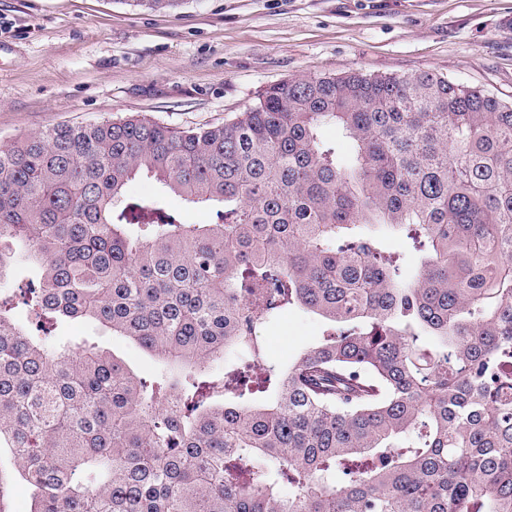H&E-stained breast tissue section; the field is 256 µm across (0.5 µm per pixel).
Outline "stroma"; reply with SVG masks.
<instances>
[{
	"mask_svg": "<svg viewBox=\"0 0 512 512\" xmlns=\"http://www.w3.org/2000/svg\"><path fill=\"white\" fill-rule=\"evenodd\" d=\"M430 71L512 103V0H185L170 12L127 0H0V146L60 123L147 114L172 127L218 125L270 86L301 76ZM129 197L161 199L185 224H212L139 176ZM292 308L257 329L281 365L321 336ZM58 342L89 340L153 379L156 360L84 320Z\"/></svg>",
	"mask_w": 512,
	"mask_h": 512,
	"instance_id": "stroma-1",
	"label": "stroma"
}]
</instances>
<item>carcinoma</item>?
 <instances>
[{"instance_id": "1", "label": "carcinoma", "mask_w": 512, "mask_h": 512, "mask_svg": "<svg viewBox=\"0 0 512 512\" xmlns=\"http://www.w3.org/2000/svg\"><path fill=\"white\" fill-rule=\"evenodd\" d=\"M142 173L219 222L126 197ZM14 241L38 278L24 322L0 287V512L17 475L30 512H512V104L351 73L218 126L46 127L0 147V282ZM290 307L324 330L279 369L256 327ZM63 318L160 373L56 342ZM386 246L390 251L401 254L403 274L406 278L412 279L419 269L420 258L413 251L411 245L401 237L392 236L386 240ZM56 339L61 344L81 346L89 340L109 349L133 368L142 378L153 379L158 371L156 360L135 343L123 339L103 329L96 323L84 320H67L58 323Z\"/></svg>"}]
</instances>
